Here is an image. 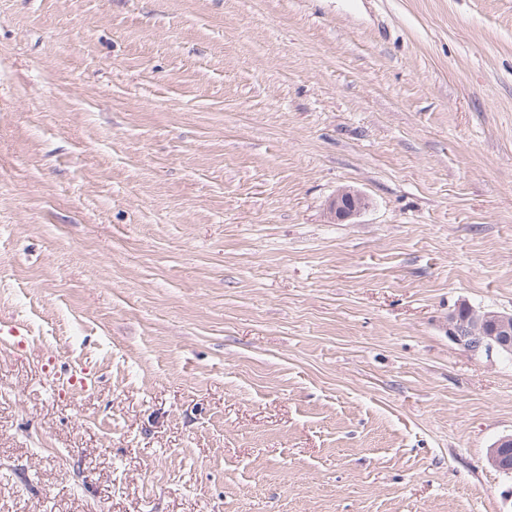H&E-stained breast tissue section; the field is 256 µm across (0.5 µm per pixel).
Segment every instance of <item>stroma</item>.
Returning a JSON list of instances; mask_svg holds the SVG:
<instances>
[{
    "label": "stroma",
    "instance_id": "1",
    "mask_svg": "<svg viewBox=\"0 0 512 512\" xmlns=\"http://www.w3.org/2000/svg\"><path fill=\"white\" fill-rule=\"evenodd\" d=\"M463 302L512 0H0V512H512ZM367 201L363 195L350 189H340L328 204L331 218L344 221L365 209Z\"/></svg>",
    "mask_w": 512,
    "mask_h": 512
}]
</instances>
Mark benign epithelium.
<instances>
[{"label": "benign epithelium", "mask_w": 512, "mask_h": 512, "mask_svg": "<svg viewBox=\"0 0 512 512\" xmlns=\"http://www.w3.org/2000/svg\"><path fill=\"white\" fill-rule=\"evenodd\" d=\"M367 201L360 193L341 189L330 200V217L344 221L365 209ZM448 339L472 357H500L512 353V314L458 306L448 316ZM488 462L498 471L512 476V435L496 440L488 449Z\"/></svg>", "instance_id": "obj_1"}]
</instances>
